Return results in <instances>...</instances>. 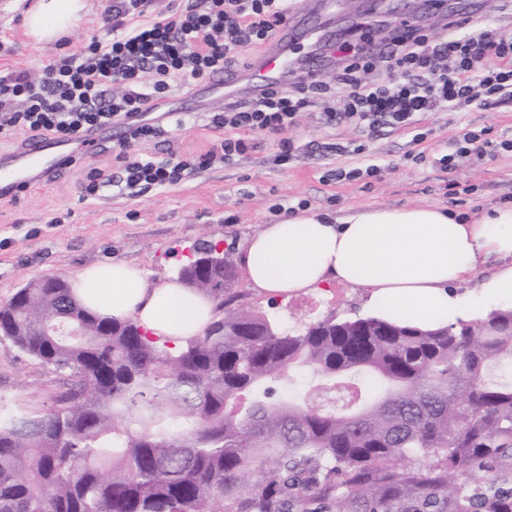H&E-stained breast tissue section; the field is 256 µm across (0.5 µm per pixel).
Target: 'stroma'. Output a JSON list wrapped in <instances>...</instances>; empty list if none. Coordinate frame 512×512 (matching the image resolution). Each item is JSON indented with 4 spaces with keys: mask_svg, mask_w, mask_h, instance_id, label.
Returning <instances> with one entry per match:
<instances>
[{
    "mask_svg": "<svg viewBox=\"0 0 512 512\" xmlns=\"http://www.w3.org/2000/svg\"><path fill=\"white\" fill-rule=\"evenodd\" d=\"M88 2V13L67 40L37 43L23 25L25 0H0V75L37 78L90 38L111 39L112 27L105 21L111 0ZM462 2L444 0L443 10L437 11L428 8V0H337L336 14L323 29L353 38L367 30L380 43L392 34V16L407 14L437 33L442 12L454 11ZM224 102L220 91L204 88L189 99L171 90L161 99V110L184 108L189 119L185 126L141 143L140 152L186 158L205 152L214 139L206 116L222 111ZM464 129L496 143L512 140V104L432 112L413 127L369 137L355 127L322 124L316 115L305 113L286 133L298 148L290 160L281 161L277 145L264 140L235 164L214 161L176 186L137 198L109 185L83 196L88 167H117L112 152L91 149L86 158L31 186L17 200L0 199V302L32 279L54 274L70 278L102 261L138 264L150 280L158 281L177 273L193 245L209 240L223 242L233 255H240L246 240L277 219L274 207L279 203L289 208L302 201L311 211L334 215L377 207L445 208L472 215L501 206L503 197L512 196V152L467 158L452 172L439 163ZM423 131L427 139L415 143V133ZM351 141L365 142L366 152L325 156L313 149L317 143ZM416 153L421 156L417 162L412 159ZM371 163L383 168L372 183L329 177L334 169ZM452 183L463 186V193L449 194ZM237 292L236 305L267 315L285 329L325 318L363 317L369 302L368 289L338 283L327 295L310 293L277 302L266 300L244 281ZM69 387L65 374L0 344V404L42 414Z\"/></svg>",
    "mask_w": 512,
    "mask_h": 512,
    "instance_id": "35a3bbf8",
    "label": "stroma"
}]
</instances>
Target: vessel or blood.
Listing matches in <instances>:
<instances>
[{
	"label": "vessel or blood",
	"mask_w": 512,
	"mask_h": 512,
	"mask_svg": "<svg viewBox=\"0 0 512 512\" xmlns=\"http://www.w3.org/2000/svg\"><path fill=\"white\" fill-rule=\"evenodd\" d=\"M305 41L310 44L308 58L316 66H335L334 43L317 36L315 30H302L287 23L262 51L247 57L238 69L215 76L214 82L231 98L244 89L259 95L268 88L280 86L300 65L296 50ZM83 148L80 141L30 140L21 151L0 156V191L27 186L38 182L43 175L61 172L64 160L79 157Z\"/></svg>",
	"instance_id": "b4317fda"
}]
</instances>
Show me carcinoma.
Masks as SVG:
<instances>
[{
    "instance_id": "carcinoma-1",
    "label": "carcinoma",
    "mask_w": 512,
    "mask_h": 512,
    "mask_svg": "<svg viewBox=\"0 0 512 512\" xmlns=\"http://www.w3.org/2000/svg\"><path fill=\"white\" fill-rule=\"evenodd\" d=\"M218 266L211 288L178 270L222 315L177 350L58 275L0 306V341L71 380L43 415L0 405V512H512L511 307L282 329L229 308L238 266Z\"/></svg>"
}]
</instances>
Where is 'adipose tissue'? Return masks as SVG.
<instances>
[{"mask_svg": "<svg viewBox=\"0 0 512 512\" xmlns=\"http://www.w3.org/2000/svg\"><path fill=\"white\" fill-rule=\"evenodd\" d=\"M86 8V0H34L24 25L34 41L57 40ZM491 255L504 258L505 266L483 282L480 297L463 300L455 286ZM243 262L249 285L271 298L336 281L369 288L374 317L449 326L512 300V205L474 219L431 207L372 208L336 219L296 215L251 237ZM71 291L95 315L136 318L174 348L202 335L216 314L211 298L178 279L151 283L138 266L121 261L84 267Z\"/></svg>", "mask_w": 512, "mask_h": 512, "instance_id": "obj_1", "label": "adipose tissue"}]
</instances>
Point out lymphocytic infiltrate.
Masks as SVG:
<instances>
[{
  "mask_svg": "<svg viewBox=\"0 0 512 512\" xmlns=\"http://www.w3.org/2000/svg\"><path fill=\"white\" fill-rule=\"evenodd\" d=\"M287 14L288 0H179L165 17L145 22L139 0H123L115 22L120 36L92 40L50 64L39 80L0 79V136L23 131L86 141L123 125L116 171L90 168L86 191L110 183L137 196L178 185L214 160L236 161L254 149L256 134L277 138L283 156H290L295 145L284 134L314 107L325 123H348L370 135L408 128L428 112L512 103L511 38L495 39L457 21L448 36L412 26L377 48H343L332 80L309 74L291 88L225 102L209 121L219 138L195 158L138 151L142 140L164 133L162 123L141 115L172 83L188 89L241 66L248 48L265 44ZM376 70L381 79H371Z\"/></svg>",
  "mask_w": 512,
  "mask_h": 512,
  "instance_id": "1",
  "label": "lymphocytic infiltrate"
}]
</instances>
